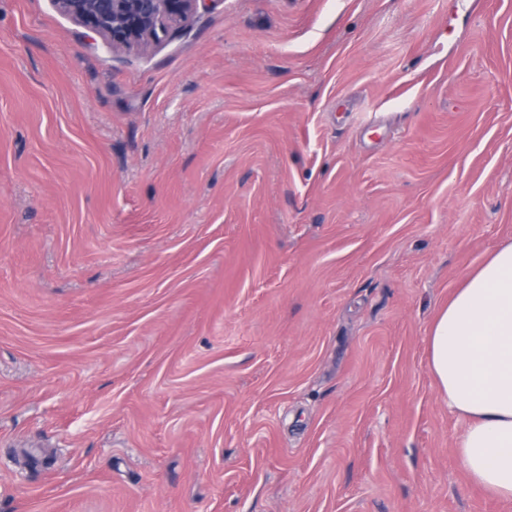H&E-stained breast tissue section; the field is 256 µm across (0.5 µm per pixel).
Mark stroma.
I'll return each instance as SVG.
<instances>
[{
	"mask_svg": "<svg viewBox=\"0 0 512 512\" xmlns=\"http://www.w3.org/2000/svg\"><path fill=\"white\" fill-rule=\"evenodd\" d=\"M512 239V0H0V512H512L437 313ZM115 48L146 50L206 0H52Z\"/></svg>",
	"mask_w": 512,
	"mask_h": 512,
	"instance_id": "1",
	"label": "stroma"
}]
</instances>
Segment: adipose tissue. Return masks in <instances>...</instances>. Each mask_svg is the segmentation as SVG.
<instances>
[{"label":"adipose tissue","mask_w":512,"mask_h":512,"mask_svg":"<svg viewBox=\"0 0 512 512\" xmlns=\"http://www.w3.org/2000/svg\"><path fill=\"white\" fill-rule=\"evenodd\" d=\"M429 369L449 409L467 421L457 441L462 468L479 488L512 500V240L436 316Z\"/></svg>","instance_id":"adipose-tissue-1"}]
</instances>
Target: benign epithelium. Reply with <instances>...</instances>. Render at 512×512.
Listing matches in <instances>:
<instances>
[{
    "label": "benign epithelium",
    "instance_id": "1",
    "mask_svg": "<svg viewBox=\"0 0 512 512\" xmlns=\"http://www.w3.org/2000/svg\"><path fill=\"white\" fill-rule=\"evenodd\" d=\"M201 0H53L56 9L114 48L146 50Z\"/></svg>",
    "mask_w": 512,
    "mask_h": 512
}]
</instances>
